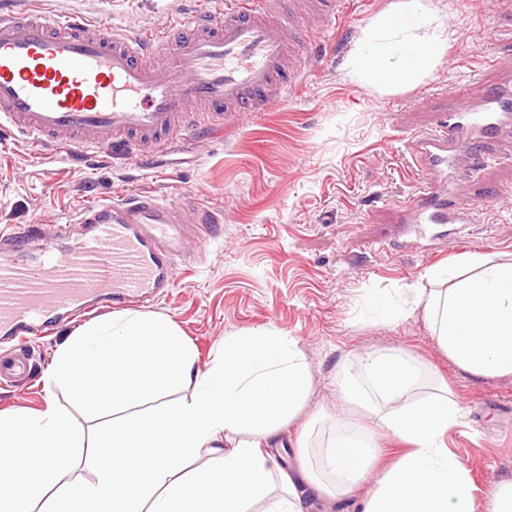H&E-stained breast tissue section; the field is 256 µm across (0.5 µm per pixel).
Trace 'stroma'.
Wrapping results in <instances>:
<instances>
[{"instance_id":"stroma-1","label":"stroma","mask_w":512,"mask_h":512,"mask_svg":"<svg viewBox=\"0 0 512 512\" xmlns=\"http://www.w3.org/2000/svg\"><path fill=\"white\" fill-rule=\"evenodd\" d=\"M448 48L419 85L378 93L354 82L348 61L363 29L394 0H349L340 20L307 33L312 65L296 89L261 112H243L202 144L175 143L143 158L137 147L47 151L0 137V227L65 224L82 207L145 192L166 204L197 196L223 212L224 232L189 238L168 295L149 313L177 324L199 367L226 334L276 327L299 339L313 371L310 410L336 411L331 375L347 353L405 347L433 361L464 410L452 450L478 498L512 479V378L475 379L437 350L421 316L377 325L358 315L364 295L381 297L425 269L467 252L512 253V158L475 174L477 202L460 245L397 233L401 206L422 174L410 140L435 132L460 95L512 81V0H442ZM43 14H79L133 34L167 25L222 0H32Z\"/></svg>"}]
</instances>
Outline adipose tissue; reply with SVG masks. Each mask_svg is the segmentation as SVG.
<instances>
[{
    "label": "adipose tissue",
    "instance_id": "1",
    "mask_svg": "<svg viewBox=\"0 0 512 512\" xmlns=\"http://www.w3.org/2000/svg\"><path fill=\"white\" fill-rule=\"evenodd\" d=\"M432 0H401L364 29L351 76L388 93L429 76L448 36ZM426 287L388 293L365 314L414 313L441 354L473 378L512 377V253H467L430 267ZM337 424L312 466L283 469L270 448L313 394L295 337L269 327L225 335L207 368L169 318L126 312L88 322L56 348L38 413L0 414V512H303L300 489L358 512H512V479L478 502L448 438L462 409L438 368L403 348L346 355L332 376ZM98 418L88 436L55 400ZM399 450L385 457L381 439ZM91 476L67 470L87 443ZM208 453L214 468L191 471Z\"/></svg>",
    "mask_w": 512,
    "mask_h": 512
}]
</instances>
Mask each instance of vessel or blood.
I'll list each match as a JSON object with an SVG mask.
<instances>
[{
    "label": "vessel or blood",
    "instance_id": "obj_1",
    "mask_svg": "<svg viewBox=\"0 0 512 512\" xmlns=\"http://www.w3.org/2000/svg\"><path fill=\"white\" fill-rule=\"evenodd\" d=\"M303 37L302 16L279 0H232L222 13L203 10L134 35L0 4V130L27 136L38 153L123 141L159 152L281 97ZM441 127L411 143L427 186L406 223H468L475 197L463 185L445 189V175L486 163L489 142L512 128V89L485 91L476 109L457 105ZM75 223L83 233L69 246ZM72 224L0 229V381L27 384L30 341L60 323L168 294L185 235L219 234L205 202L176 207L145 193L84 207Z\"/></svg>",
    "mask_w": 512,
    "mask_h": 512
}]
</instances>
